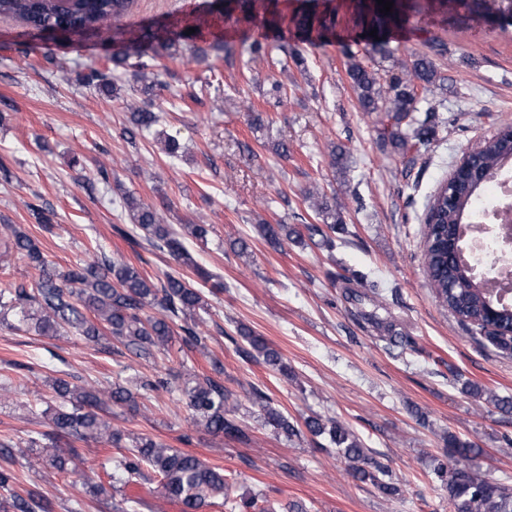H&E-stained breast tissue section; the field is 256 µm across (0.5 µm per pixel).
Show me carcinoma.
<instances>
[{
	"label": "carcinoma",
	"mask_w": 512,
	"mask_h": 512,
	"mask_svg": "<svg viewBox=\"0 0 512 512\" xmlns=\"http://www.w3.org/2000/svg\"><path fill=\"white\" fill-rule=\"evenodd\" d=\"M60 2L0 0V15L15 16L36 31L58 27L66 32L80 33L119 20L135 0H69L65 8ZM251 9V0H225L220 6L222 12H239L245 21L251 19ZM397 18L396 6L386 15L375 8L362 17L372 53L384 57L393 54L387 42L375 40L370 36V31L377 29V35L381 37ZM292 23L297 30L310 32L314 29L327 31L334 27L336 21L332 15L303 13L293 17ZM190 40L192 36L186 34L184 29L169 30L163 37L155 31L144 29L134 33L133 37L137 62H130L131 54L123 48L112 54L113 70L135 69L134 76L142 82L141 91L145 96V105L130 113L125 129L129 143H135L138 136L151 130L161 120L153 106L157 91L163 85L148 80L147 70L159 66L161 56L172 54L182 45L195 54L205 53V50L188 44ZM348 58L347 74L363 108L369 112L385 109L397 126L391 133L395 147L406 152L415 146L429 144L440 117L435 107L418 106L415 83L426 87L434 82L436 68L433 60L427 57L415 60L410 71L392 77L389 84L383 86L374 74L355 61V56L350 54ZM82 81L96 87L104 95L117 93L112 70L104 72L91 68L83 75ZM415 112H423L425 117L417 118L413 116ZM404 121L410 128L408 133L399 129ZM472 152L480 159L481 169L492 179L508 156L512 155V142L492 137L473 146ZM480 200L479 190L464 183L460 184L455 205L451 209L448 208L447 198L441 193L433 195L425 221L428 226L424 237L426 272L435 297L471 338L484 340L496 349L512 353V335H506L512 330V299L503 302L494 318H489V296L485 289L478 286L477 272L473 271L477 262L467 254L461 256L441 247L432 226L436 222L442 231H447V226L458 224L464 214L475 213ZM123 205L132 224L154 246L166 249L176 263L193 270L200 281L206 283L214 278L213 273L198 265L179 233L171 225L161 222L152 205L130 194L123 198ZM317 210L323 218L332 219V223L325 229L318 224H306L304 229L309 239L318 236L321 245L331 249L334 241L328 232H336V226L342 224L340 209L336 203L324 197L317 204ZM260 229L274 247L282 246L284 241L294 236L301 237L299 231L286 224H262ZM460 229L468 236L472 232V225L462 224ZM4 232L13 241L18 259L36 271V277L29 285L0 292V309L13 313L18 324L29 323L38 332H50L56 336L72 333L95 343L106 337L122 344L137 358H150L154 353L166 350L177 324L182 332V343L187 349L200 352L206 349L198 332L195 315L197 311L205 309L207 301L202 289L194 287L183 276L168 274L157 285L139 267L115 261L103 253L60 271L48 259L39 242L24 230L6 224ZM363 318L377 328L387 325L388 331L392 332L387 337L389 344L395 346L407 342V337L393 332L392 322L386 323L374 313H365ZM237 333L246 344L240 349L245 357L260 360L288 375V365L263 337L244 326L237 328ZM214 371L215 375L192 379L179 389L190 422L215 436L246 441L248 435L239 425L234 409L227 406L228 396L224 379L221 378L224 370L216 365ZM51 386L59 404L44 411L50 427V431L41 434L45 443L40 445L38 439L33 438L22 448L16 443L3 442L0 443V450L23 465L31 467L41 461L61 472L75 471L82 456L76 448L69 449L66 456L60 454L56 448L58 438L69 437L118 448L122 433L112 428L106 416V407L112 404L136 414L140 411L138 398H146L160 390H173L168 379L162 376L140 380L134 391L119 384L109 389L78 384L69 373L53 378ZM252 400L261 404L265 425L288 438L301 435L298 425L267 404L262 392L253 390ZM304 425L313 436H328L329 443L348 462V474L353 479L371 483L386 496L401 495V488L391 480L388 470L371 461L367 449L349 429L333 419L320 416L305 419ZM477 452L478 449L471 443L450 435L448 448L433 459L431 474L448 490V512H512L511 488L490 481L469 467L448 463V458L455 455L467 459ZM147 469L158 478L155 494L165 500L178 502L182 512H204V509L224 497V490L228 489V478L223 469L210 466L189 452L168 448L147 434L132 437L131 445L114 460L108 477L113 485L129 486L144 479ZM143 508L151 510L153 505L143 499L128 497L112 504L114 512H136ZM238 508L242 512H305L302 505L296 502L282 505L255 496L241 498ZM0 512H52V505L38 491L28 490L24 495L13 494L9 499L0 501Z\"/></svg>",
	"instance_id": "1"
}]
</instances>
